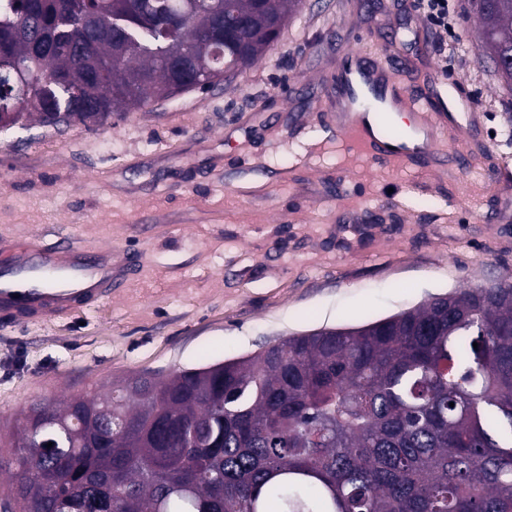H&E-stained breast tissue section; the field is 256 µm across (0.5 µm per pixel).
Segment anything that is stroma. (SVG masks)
<instances>
[{
  "label": "stroma",
  "instance_id": "35a3bbf8",
  "mask_svg": "<svg viewBox=\"0 0 512 512\" xmlns=\"http://www.w3.org/2000/svg\"><path fill=\"white\" fill-rule=\"evenodd\" d=\"M411 0H305L270 51L207 90L89 129L0 134V240L117 250L112 298L18 322L0 313V435L36 399L62 403L130 375L245 357L295 333L357 325L512 274V220L493 180L512 161V89ZM477 126L468 161L368 165L336 133L331 77L348 53L403 57L428 91L439 49Z\"/></svg>",
  "mask_w": 512,
  "mask_h": 512
}]
</instances>
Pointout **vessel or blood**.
Returning <instances> with one entry per match:
<instances>
[{
  "label": "vessel or blood",
  "mask_w": 512,
  "mask_h": 512,
  "mask_svg": "<svg viewBox=\"0 0 512 512\" xmlns=\"http://www.w3.org/2000/svg\"><path fill=\"white\" fill-rule=\"evenodd\" d=\"M398 66L395 56L366 61L354 52L349 64L337 71L341 112L336 117V130L346 147L369 160L408 161L434 152L441 132L465 140L466 132L453 109L444 102L430 106L423 95L402 99L403 111L423 119L429 129L420 142L409 135L388 137L369 121L367 113L357 112V103L363 101L382 106L386 94L395 89ZM116 278L108 249L91 252L72 240L50 246L39 238L0 244V312L17 320L61 316L111 298Z\"/></svg>",
  "instance_id": "obj_1"
}]
</instances>
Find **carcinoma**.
Listing matches in <instances>:
<instances>
[{
  "instance_id": "obj_1",
  "label": "carcinoma",
  "mask_w": 512,
  "mask_h": 512,
  "mask_svg": "<svg viewBox=\"0 0 512 512\" xmlns=\"http://www.w3.org/2000/svg\"><path fill=\"white\" fill-rule=\"evenodd\" d=\"M179 3L0 0V131L145 111L187 55L228 78L303 0H223L172 26ZM467 3L511 88L512 0ZM12 447L18 512H512V277L147 389L34 401Z\"/></svg>"
}]
</instances>
